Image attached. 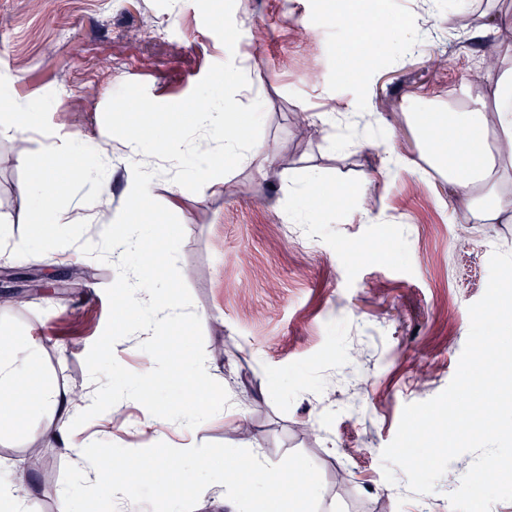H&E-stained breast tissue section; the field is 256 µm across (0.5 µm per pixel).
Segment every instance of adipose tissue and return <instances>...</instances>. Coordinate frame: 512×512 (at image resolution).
Returning <instances> with one entry per match:
<instances>
[{
	"label": "adipose tissue",
	"mask_w": 512,
	"mask_h": 512,
	"mask_svg": "<svg viewBox=\"0 0 512 512\" xmlns=\"http://www.w3.org/2000/svg\"><path fill=\"white\" fill-rule=\"evenodd\" d=\"M478 34L497 38L491 46L496 57L491 67L481 72L477 84L467 99L449 104L444 112H415L411 118L423 135L430 138V163L447 180L456 194L464 216L474 224L512 223V52L504 50L501 41L512 38V11L485 13L477 28ZM181 131L163 133L157 146L135 141L131 146L130 167L134 180L123 222L100 225L98 235L86 244L88 252L107 250L114 254L137 251L143 246L157 218L141 209L139 203L150 194L149 159L156 151L165 155L179 154ZM70 172L84 171L82 160L75 154L47 152L34 174L21 187L33 216V235L44 244H52L63 224L83 223L81 213L56 214L48 209L50 199L62 194L64 184L57 173L61 168ZM33 238V239H34ZM149 295V324L167 332L190 322L186 307L168 278L140 277L134 281L125 298L134 304L140 295ZM39 351L0 348V436L14 433L21 424L44 411H52L59 420L53 432L68 455L85 461L79 489H63L60 493L61 512H84L83 502L99 493H109L116 502L127 497L125 485L115 475L117 464L106 458L90 465V441L77 439L69 430L70 422L111 399L108 386L95 387L82 400H74L67 391L43 383L37 373ZM257 482H240L232 471L222 474L224 501L233 512H249L252 496L258 484L271 478L288 483L287 472H273L256 466Z\"/></svg>",
	"instance_id": "obj_1"
}]
</instances>
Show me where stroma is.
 <instances>
[{"mask_svg":"<svg viewBox=\"0 0 512 512\" xmlns=\"http://www.w3.org/2000/svg\"><path fill=\"white\" fill-rule=\"evenodd\" d=\"M512 0H472L449 16L444 0H367L358 13L336 0H235L240 37L227 50L194 0H0V91L40 118L20 134L0 125V227L27 237L32 222L18 187L48 149L81 156L90 172L67 177L53 210L87 220L65 225L52 248L18 259L0 245L4 290L27 293L0 304V337L37 345L42 379L73 393L88 388L85 356L102 334L105 290L115 258L87 256L85 240L125 204L129 149L104 126V109L125 82L161 103L185 99L215 64L234 60L249 84L236 99L263 104L249 162L191 192L155 164L152 197L180 220L178 265L201 316L210 389L224 411L197 442L217 463L232 459L249 479L255 462L297 466L291 486L271 481L264 498L291 512H452L473 457L452 461L427 496L411 493L403 471L384 479L381 453L406 404L441 393L455 375L469 305L484 294L493 251L512 253V224H472L447 181L426 161L409 115L421 104L464 97L486 41L470 31ZM369 63L349 75L341 49L366 32ZM334 113L330 124L299 115ZM110 166L101 190L94 170ZM320 183L307 187L311 170ZM358 350L350 359L349 350ZM147 410L123 408L97 456L118 451L139 462L179 443L142 433ZM57 420L31 418L43 461L25 467L31 443L0 438V460L32 488L29 512H58L79 466L52 439ZM122 473L130 499L150 512H212L188 495L189 464Z\"/></svg>","mask_w":512,"mask_h":512,"instance_id":"35a3bbf8","label":"stroma"}]
</instances>
